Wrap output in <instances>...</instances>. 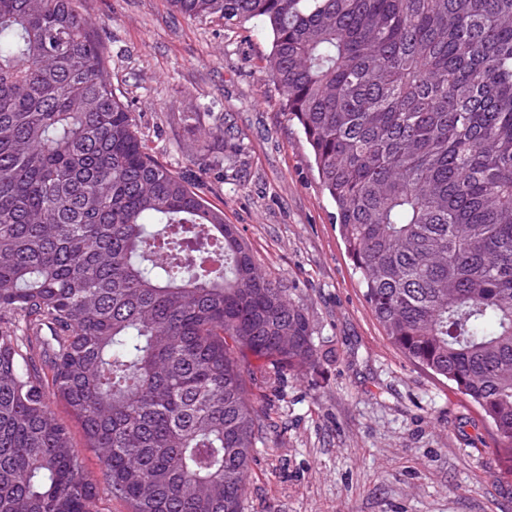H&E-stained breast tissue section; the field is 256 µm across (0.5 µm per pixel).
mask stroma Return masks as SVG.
Listing matches in <instances>:
<instances>
[{
  "mask_svg": "<svg viewBox=\"0 0 512 512\" xmlns=\"http://www.w3.org/2000/svg\"><path fill=\"white\" fill-rule=\"evenodd\" d=\"M150 152L224 211L265 275L309 318L317 371L270 393L278 428L255 455L244 512H512L489 426L447 380L387 340L345 249L310 148L261 69L257 23L227 26L167 0H76ZM240 133L235 161L204 128ZM211 130L212 131L209 130L205 132L204 138L200 141L198 147L199 160H203L205 158L209 151L210 142L215 137L222 136L224 138V145L228 143L231 144L232 141L239 140L233 131V127L229 126L226 122H224V125L220 124L211 127Z\"/></svg>",
  "mask_w": 512,
  "mask_h": 512,
  "instance_id": "stroma-1",
  "label": "stroma"
}]
</instances>
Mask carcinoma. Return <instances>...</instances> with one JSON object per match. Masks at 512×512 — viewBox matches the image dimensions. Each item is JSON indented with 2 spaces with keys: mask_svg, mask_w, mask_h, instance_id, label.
I'll use <instances>...</instances> for the list:
<instances>
[{
  "mask_svg": "<svg viewBox=\"0 0 512 512\" xmlns=\"http://www.w3.org/2000/svg\"><path fill=\"white\" fill-rule=\"evenodd\" d=\"M272 37L364 296L492 429L512 480V0H168ZM237 140L233 127L205 132ZM319 364L224 211L146 151L74 0H0V512H243L255 390ZM82 467L87 476L98 484L99 495L103 501V507L110 512H129L127 504L121 500L111 498L101 478V465L97 456L86 448H80Z\"/></svg>",
  "mask_w": 512,
  "mask_h": 512,
  "instance_id": "cac0c4a2",
  "label": "carcinoma"
}]
</instances>
